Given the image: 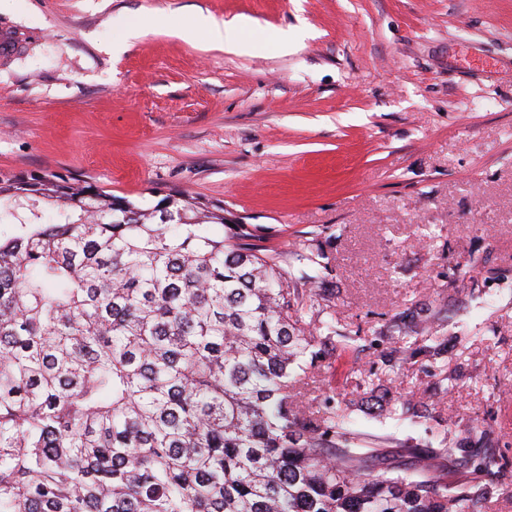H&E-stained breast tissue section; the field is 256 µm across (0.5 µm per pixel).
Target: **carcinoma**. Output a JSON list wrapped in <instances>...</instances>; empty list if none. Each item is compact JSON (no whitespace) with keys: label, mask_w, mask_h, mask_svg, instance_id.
I'll use <instances>...</instances> for the list:
<instances>
[{"label":"carcinoma","mask_w":512,"mask_h":512,"mask_svg":"<svg viewBox=\"0 0 512 512\" xmlns=\"http://www.w3.org/2000/svg\"><path fill=\"white\" fill-rule=\"evenodd\" d=\"M230 223L186 192L142 209L88 181L0 176V512H475L499 495L481 477L494 456L439 474L489 428L461 419L441 454L378 469L396 443L361 445L351 415L431 431L436 408L367 379L302 407L308 370L366 337L314 306L325 242L295 272ZM437 321L426 307L391 327L451 382Z\"/></svg>","instance_id":"cac0c4a2"}]
</instances>
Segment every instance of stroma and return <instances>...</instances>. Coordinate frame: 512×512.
Here are the masks:
<instances>
[{"label":"stroma","instance_id":"1","mask_svg":"<svg viewBox=\"0 0 512 512\" xmlns=\"http://www.w3.org/2000/svg\"><path fill=\"white\" fill-rule=\"evenodd\" d=\"M248 18L249 51L190 32ZM140 33L116 40L128 23ZM0 175L53 173L140 207L184 191L281 250L335 233L324 303L354 334L437 300L457 379L402 341L326 356L304 390L376 376L512 461V0H0ZM350 428L441 448L366 412Z\"/></svg>","mask_w":512,"mask_h":512}]
</instances>
